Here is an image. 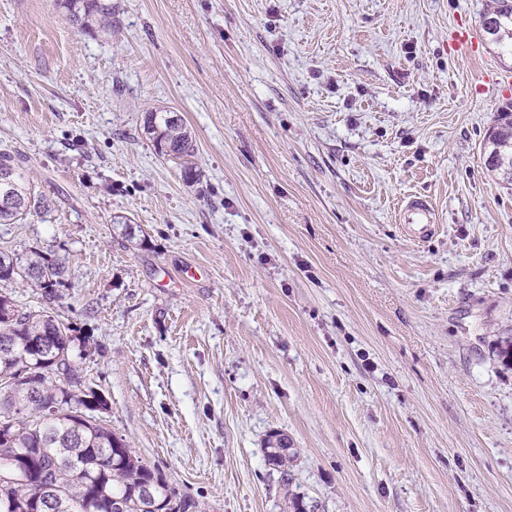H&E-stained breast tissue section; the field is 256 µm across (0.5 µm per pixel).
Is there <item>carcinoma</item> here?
Masks as SVG:
<instances>
[{
  "label": "carcinoma",
  "instance_id": "carcinoma-1",
  "mask_svg": "<svg viewBox=\"0 0 512 512\" xmlns=\"http://www.w3.org/2000/svg\"><path fill=\"white\" fill-rule=\"evenodd\" d=\"M82 29L112 27V0H57ZM482 26L503 54L512 56V0H493ZM143 129L157 152L181 162L193 181L194 136L175 112H148ZM486 164L512 185V112L498 114L486 138ZM44 208L12 157L0 154V224H19ZM21 279L59 297L65 265L41 251L0 252V281ZM52 315L27 310L0 292V512H190L179 494L129 442L96 412L104 397L86 386L78 360L89 338ZM264 443V453L288 485L294 452Z\"/></svg>",
  "mask_w": 512,
  "mask_h": 512
}]
</instances>
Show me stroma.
<instances>
[{
    "label": "stroma",
    "instance_id": "stroma-1",
    "mask_svg": "<svg viewBox=\"0 0 512 512\" xmlns=\"http://www.w3.org/2000/svg\"><path fill=\"white\" fill-rule=\"evenodd\" d=\"M488 2L112 0L88 32L0 0V152L46 202L0 251L68 281L0 289L89 337L102 419L197 512H512V186L483 154L512 60ZM163 109L199 180L146 136ZM412 194L439 214L421 242ZM399 222L413 239H424L439 219L433 204L421 197L411 196L399 210ZM65 265L41 251L20 255L0 252V281L17 278L43 290L45 297L58 298L59 289L66 285ZM277 435L270 436L264 443V453L270 465L280 473L281 482L287 486L289 481V469L291 463L294 461V452L292 448H288V444L283 445L279 443L282 448L273 446L276 441Z\"/></svg>",
    "mask_w": 512,
    "mask_h": 512
}]
</instances>
